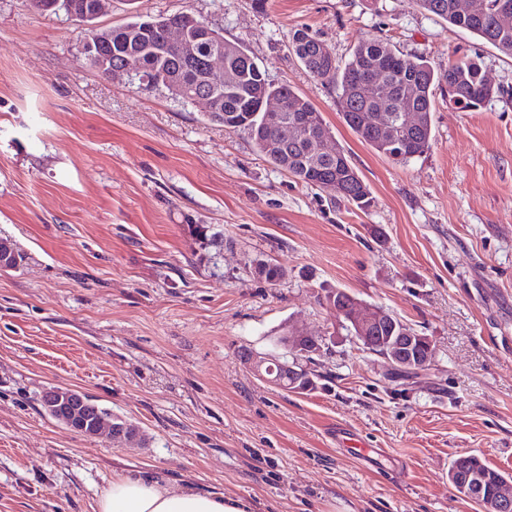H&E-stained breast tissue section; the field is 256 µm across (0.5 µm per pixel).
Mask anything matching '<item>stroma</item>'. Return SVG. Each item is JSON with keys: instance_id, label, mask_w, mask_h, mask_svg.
Here are the masks:
<instances>
[{"instance_id": "obj_1", "label": "stroma", "mask_w": 512, "mask_h": 512, "mask_svg": "<svg viewBox=\"0 0 512 512\" xmlns=\"http://www.w3.org/2000/svg\"><path fill=\"white\" fill-rule=\"evenodd\" d=\"M180 12L322 113L372 205L297 182L165 87L86 66L77 19L0 0V239L23 255L0 269V512H97L118 474L253 512H483L448 468L475 455L512 474V57L417 0H112L94 25ZM301 29L340 58L368 37L441 70L466 56L499 92L461 109L437 89L430 150L399 163L290 54ZM336 289L429 338L416 383L349 336ZM289 332L326 339L311 392L248 362ZM61 386L138 434L57 423L40 397Z\"/></svg>"}]
</instances>
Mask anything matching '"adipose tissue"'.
<instances>
[{
    "instance_id": "adipose-tissue-1",
    "label": "adipose tissue",
    "mask_w": 512,
    "mask_h": 512,
    "mask_svg": "<svg viewBox=\"0 0 512 512\" xmlns=\"http://www.w3.org/2000/svg\"><path fill=\"white\" fill-rule=\"evenodd\" d=\"M97 512H251L240 498L219 492L203 493L189 486L122 475L101 494Z\"/></svg>"
}]
</instances>
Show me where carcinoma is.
I'll use <instances>...</instances> for the list:
<instances>
[{
	"label": "carcinoma",
	"instance_id": "obj_1",
	"mask_svg": "<svg viewBox=\"0 0 512 512\" xmlns=\"http://www.w3.org/2000/svg\"><path fill=\"white\" fill-rule=\"evenodd\" d=\"M482 9L461 13L456 0H418L425 11L464 29L489 43L501 53L512 56V22L498 21L502 0H478ZM199 18L190 13L161 17H134V20L103 31L94 54H85L87 64L97 70L102 65H129L133 79L142 84L166 85L178 80L189 88L216 93V110L207 119L230 130L249 132L258 149L278 168L297 181L326 190L341 183L346 192L338 197L368 208L372 197L369 187L346 154L325 155L301 136L274 149L271 140L279 130L272 127L262 112L244 109V102L257 97L275 98L282 102L281 126L292 125L298 118L326 127L322 113L297 95L286 83L274 84L266 70L244 48L231 44L224 53V69L214 72L202 63L211 42L198 27ZM179 25L187 30L192 49L170 47L164 42L166 28ZM291 52L313 78L333 86L345 123L376 152L396 161L407 162L426 153L432 140V118L435 87L448 86L450 101L464 108L474 107L491 98L498 90L487 82L479 65L471 58L448 61V70H435L424 56H408L398 52L387 41L372 37L360 41L345 59L336 56L324 43L304 30L297 31L291 41ZM381 83L387 89L389 102L396 109L405 107L422 113L414 130L384 135L371 123L376 102L366 94L367 86ZM408 329L397 317L388 313L369 327L374 336H398ZM391 376L399 381L416 379L420 372L409 364L390 363ZM477 473L491 491L509 485L511 478L485 464L475 455L456 458L448 469V482L465 498H470L467 476Z\"/></svg>",
	"mask_w": 512,
	"mask_h": 512
}]
</instances>
